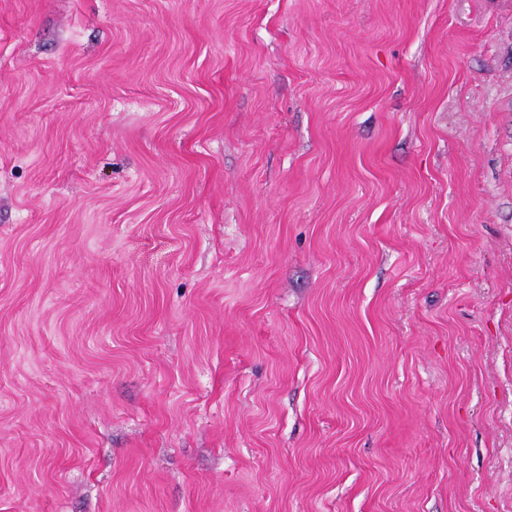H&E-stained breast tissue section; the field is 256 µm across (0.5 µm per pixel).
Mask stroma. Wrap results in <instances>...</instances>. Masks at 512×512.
<instances>
[{
	"label": "stroma",
	"mask_w": 512,
	"mask_h": 512,
	"mask_svg": "<svg viewBox=\"0 0 512 512\" xmlns=\"http://www.w3.org/2000/svg\"><path fill=\"white\" fill-rule=\"evenodd\" d=\"M0 512H512V0H0Z\"/></svg>",
	"instance_id": "1"
}]
</instances>
